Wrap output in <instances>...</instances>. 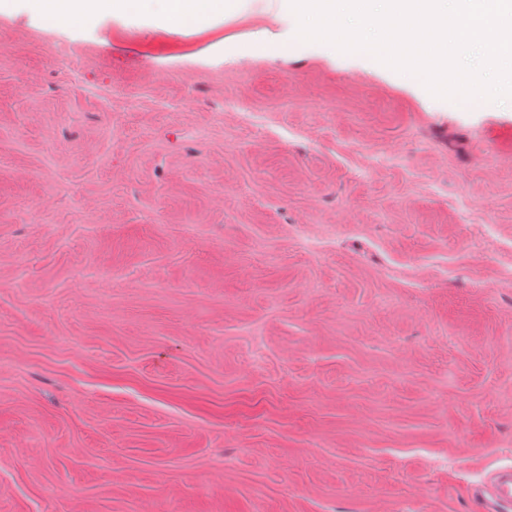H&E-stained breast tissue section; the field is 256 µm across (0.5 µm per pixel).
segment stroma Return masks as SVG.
<instances>
[{
    "mask_svg": "<svg viewBox=\"0 0 512 512\" xmlns=\"http://www.w3.org/2000/svg\"><path fill=\"white\" fill-rule=\"evenodd\" d=\"M283 25L0 11V512H475L512 465V99Z\"/></svg>",
    "mask_w": 512,
    "mask_h": 512,
    "instance_id": "stroma-1",
    "label": "stroma"
}]
</instances>
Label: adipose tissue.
Here are the masks:
<instances>
[{
	"label": "adipose tissue",
	"instance_id": "adipose-tissue-1",
	"mask_svg": "<svg viewBox=\"0 0 512 512\" xmlns=\"http://www.w3.org/2000/svg\"><path fill=\"white\" fill-rule=\"evenodd\" d=\"M45 24L83 26L99 13L148 18L167 29L198 28L246 9L247 0H30Z\"/></svg>",
	"mask_w": 512,
	"mask_h": 512
}]
</instances>
